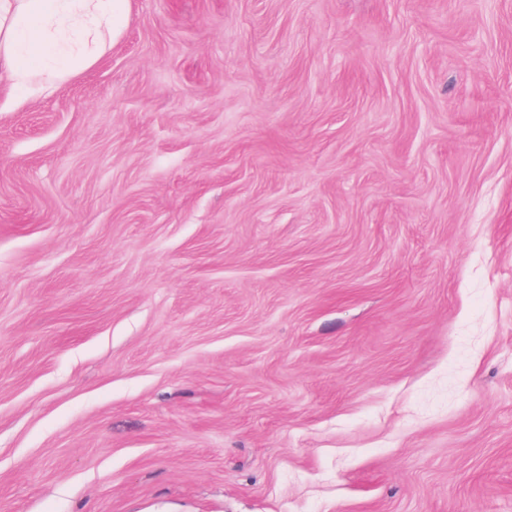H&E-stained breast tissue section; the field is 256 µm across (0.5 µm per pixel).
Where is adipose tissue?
Segmentation results:
<instances>
[{"mask_svg": "<svg viewBox=\"0 0 512 512\" xmlns=\"http://www.w3.org/2000/svg\"><path fill=\"white\" fill-rule=\"evenodd\" d=\"M130 0H0V72L40 89L92 67L123 34Z\"/></svg>", "mask_w": 512, "mask_h": 512, "instance_id": "obj_1", "label": "adipose tissue"}]
</instances>
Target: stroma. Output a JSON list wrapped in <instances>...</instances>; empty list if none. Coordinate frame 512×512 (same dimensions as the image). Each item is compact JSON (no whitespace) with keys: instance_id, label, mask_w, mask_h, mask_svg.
Returning <instances> with one entry per match:
<instances>
[{"instance_id":"obj_1","label":"stroma","mask_w":512,"mask_h":512,"mask_svg":"<svg viewBox=\"0 0 512 512\" xmlns=\"http://www.w3.org/2000/svg\"><path fill=\"white\" fill-rule=\"evenodd\" d=\"M0 512H512V0H131L0 82Z\"/></svg>"}]
</instances>
